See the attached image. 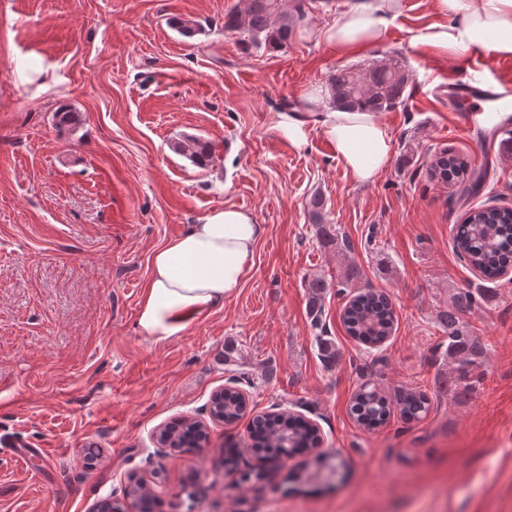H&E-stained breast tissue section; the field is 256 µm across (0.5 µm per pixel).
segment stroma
Segmentation results:
<instances>
[{"label": "stroma", "mask_w": 512, "mask_h": 512, "mask_svg": "<svg viewBox=\"0 0 512 512\" xmlns=\"http://www.w3.org/2000/svg\"><path fill=\"white\" fill-rule=\"evenodd\" d=\"M236 2L0 0V512H140L134 478L160 512H512V278L483 280L452 248L470 205L512 207V152L468 200L426 171L444 149L482 159L436 93L470 56L413 43L445 21L434 0H403L381 44L345 56L311 32L360 0L311 10L279 51L225 33ZM393 52L413 83L382 115L394 153L374 183H354L319 131L304 150L278 134L277 113L336 68ZM62 105L77 127L56 126ZM187 136L209 144L208 166L177 150ZM315 198L349 249L320 235ZM220 206L265 226L241 287L183 336L146 340L136 319L154 252ZM468 287L482 296L463 320L487 351L457 398L438 389L454 368L438 314ZM364 289L399 315L372 351L341 322ZM228 346L256 376L229 425L209 413ZM368 381L427 391L428 416L357 425L349 405ZM288 410L318 424L325 465L304 449L281 463L251 452L253 417ZM181 418L206 423L204 448L155 441Z\"/></svg>", "instance_id": "obj_1"}]
</instances>
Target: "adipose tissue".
Here are the masks:
<instances>
[{
  "label": "adipose tissue",
  "instance_id": "obj_1",
  "mask_svg": "<svg viewBox=\"0 0 512 512\" xmlns=\"http://www.w3.org/2000/svg\"><path fill=\"white\" fill-rule=\"evenodd\" d=\"M444 23L422 29L417 43L462 55L481 46L512 56V0H435ZM402 0H360L321 32L326 48L347 55L379 44L401 11ZM277 131L297 149L319 130L358 184L376 180L393 152L378 113L336 109L326 89L307 93L297 111L279 113ZM264 233L252 212L233 206L211 210L181 235L156 250L138 310L140 336L164 343L181 336L209 308L222 305L241 287Z\"/></svg>",
  "mask_w": 512,
  "mask_h": 512
}]
</instances>
